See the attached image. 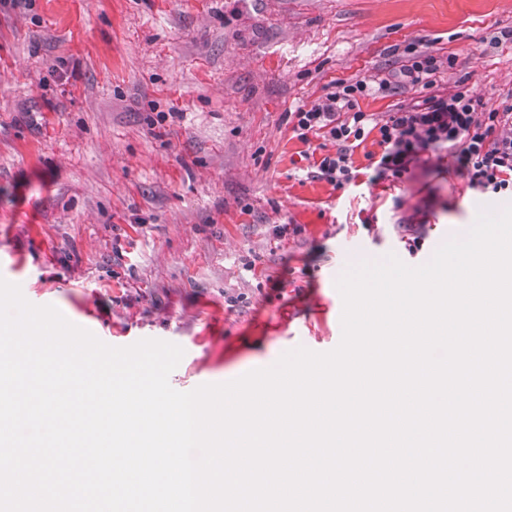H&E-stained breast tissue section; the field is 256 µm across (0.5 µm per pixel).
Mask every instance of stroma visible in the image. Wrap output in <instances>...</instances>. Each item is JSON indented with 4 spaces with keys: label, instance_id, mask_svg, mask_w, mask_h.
<instances>
[{
    "label": "stroma",
    "instance_id": "35a3bbf8",
    "mask_svg": "<svg viewBox=\"0 0 512 512\" xmlns=\"http://www.w3.org/2000/svg\"><path fill=\"white\" fill-rule=\"evenodd\" d=\"M415 40L437 89L512 94V0L0 4V278L108 345L181 346V392L335 349L345 269L426 263L478 194L448 156L369 182L371 137L354 184L308 178L321 140L287 114L390 78Z\"/></svg>",
    "mask_w": 512,
    "mask_h": 512
}]
</instances>
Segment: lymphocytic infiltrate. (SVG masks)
Masks as SVG:
<instances>
[{
	"label": "lymphocytic infiltrate",
	"instance_id": "1",
	"mask_svg": "<svg viewBox=\"0 0 512 512\" xmlns=\"http://www.w3.org/2000/svg\"><path fill=\"white\" fill-rule=\"evenodd\" d=\"M406 59L399 75L402 83L424 89L421 100L398 105L385 120L371 123L359 111V97L368 95L362 80H338L332 91L311 107L289 113L292 130L301 141L316 136L333 144L311 166L309 175L336 188L356 178L352 155L370 132H377L381 153L372 161L373 180L402 179L423 155L449 150L467 179L469 189L512 195V99L486 108L465 88L437 91V58L423 42L403 49Z\"/></svg>",
	"mask_w": 512,
	"mask_h": 512
}]
</instances>
